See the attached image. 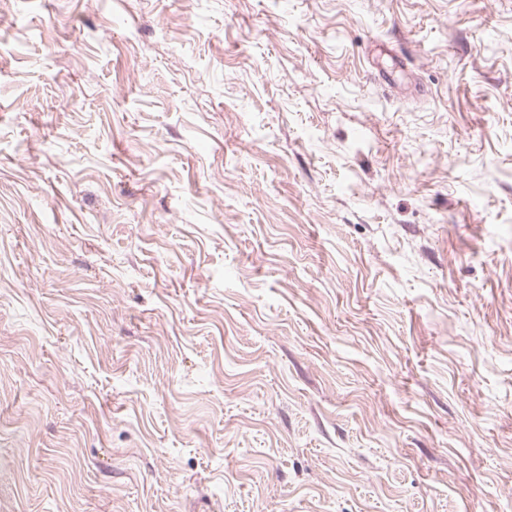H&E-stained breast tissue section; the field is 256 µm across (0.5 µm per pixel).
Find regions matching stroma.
I'll return each instance as SVG.
<instances>
[{
	"label": "stroma",
	"instance_id": "obj_1",
	"mask_svg": "<svg viewBox=\"0 0 512 512\" xmlns=\"http://www.w3.org/2000/svg\"><path fill=\"white\" fill-rule=\"evenodd\" d=\"M0 512H512V0H0Z\"/></svg>",
	"mask_w": 512,
	"mask_h": 512
}]
</instances>
